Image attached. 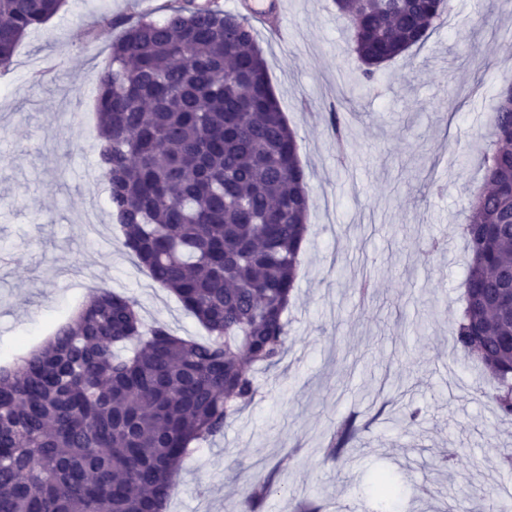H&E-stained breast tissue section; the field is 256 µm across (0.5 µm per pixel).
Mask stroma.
I'll return each mask as SVG.
<instances>
[{
  "instance_id": "1",
  "label": "stroma",
  "mask_w": 512,
  "mask_h": 512,
  "mask_svg": "<svg viewBox=\"0 0 512 512\" xmlns=\"http://www.w3.org/2000/svg\"><path fill=\"white\" fill-rule=\"evenodd\" d=\"M255 24L268 77L301 142L312 206L283 360L258 375L254 402L185 458L169 512H232L244 473L272 471L263 512H376L375 473L407 491L399 512L487 504L507 476L488 443L512 451V420L481 395L487 373L456 347L466 242L459 225L483 185L481 155L501 87L512 82V6L451 0L420 46L352 95L346 157L337 160L323 107L357 63L333 0H278ZM167 0H67L0 67V366L39 346L93 290L135 300L147 325L202 340L205 330L121 245L97 163L98 78L118 19ZM445 252L429 263L418 246ZM374 288L357 289L363 273ZM417 403L422 428L378 415ZM360 429L340 465L320 446L347 416ZM463 449L452 471L437 461Z\"/></svg>"
}]
</instances>
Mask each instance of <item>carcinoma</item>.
I'll return each instance as SVG.
<instances>
[{
    "instance_id": "cac0c4a2",
    "label": "carcinoma",
    "mask_w": 512,
    "mask_h": 512,
    "mask_svg": "<svg viewBox=\"0 0 512 512\" xmlns=\"http://www.w3.org/2000/svg\"><path fill=\"white\" fill-rule=\"evenodd\" d=\"M66 0H0V66ZM350 22L357 80L424 43L447 0H333ZM116 21L98 86V165L122 245L205 329L198 341L143 322L96 289L38 348L0 367V512H168L179 464L254 401L257 367L284 357L311 198L300 146L247 17L213 0ZM486 189L462 232L469 253L457 347L493 375L484 393L512 419V297L475 301L512 270V85L497 96ZM423 408L396 422L417 428ZM354 419L322 448L337 460ZM380 507L398 490L373 478ZM272 475L252 472L239 512H258Z\"/></svg>"
}]
</instances>
